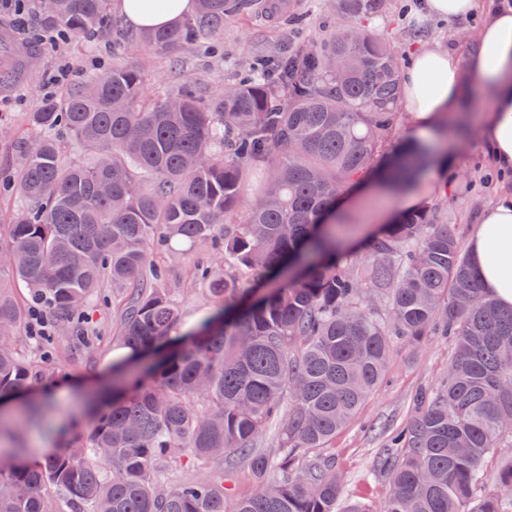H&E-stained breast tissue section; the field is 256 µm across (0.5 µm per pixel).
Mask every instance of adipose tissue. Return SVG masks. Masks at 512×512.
<instances>
[{
	"mask_svg": "<svg viewBox=\"0 0 512 512\" xmlns=\"http://www.w3.org/2000/svg\"><path fill=\"white\" fill-rule=\"evenodd\" d=\"M194 0H152L126 10L135 27H167L188 15ZM483 44L495 50L466 57L437 46L417 51L401 74L403 107L410 116L409 137L425 140L452 112L467 87H490L493 100L483 119L481 139L502 171L512 170V8L490 10L481 32ZM487 291L504 308H512V194L497 197L476 225L469 244Z\"/></svg>",
	"mask_w": 512,
	"mask_h": 512,
	"instance_id": "1",
	"label": "adipose tissue"
}]
</instances>
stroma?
Segmentation results:
<instances>
[{
  "label": "stroma",
  "instance_id": "obj_1",
  "mask_svg": "<svg viewBox=\"0 0 512 512\" xmlns=\"http://www.w3.org/2000/svg\"><path fill=\"white\" fill-rule=\"evenodd\" d=\"M488 0H476L471 14L454 22L422 16L417 0H383L382 8L367 16L369 28L377 34L403 40L414 30L425 33L424 46H449L458 53L469 52L487 19ZM111 26L104 35L60 42L57 46L36 43L37 58L32 67L10 90L0 92V168L8 169L17 147L30 143L33 131L25 114L50 95L47 77L62 62L73 68L72 83L94 73V58L104 62L119 60L143 72L149 94L191 88L201 99L212 91L237 81L252 70L275 62L285 47L324 40L336 26L354 20L345 0H288L287 15L268 19L253 9L225 24L224 32L212 47L197 52L174 49L161 52L145 42L118 52L125 36L133 34L118 7H111ZM492 102L485 88L471 89L462 106L470 114L464 137L455 140L448 171L457 180L447 190L426 182L417 193L420 200L443 198L451 231L461 244H468L472 231L489 207L492 189L512 190V176L498 175L487 147L480 140L481 117ZM348 227L346 239L360 254H367V238L378 227L402 211L399 200H370L367 189L353 190L341 206ZM52 372L31 382L32 395L49 392L53 410L43 426L29 425L10 412L11 430L30 450V461L37 462L47 448H58L67 432H86L92 421V395L112 378V350L96 345L83 347L65 334H57L47 345ZM452 351L449 340L440 336L423 337L413 345L399 339L392 353L381 386L361 406L354 420L337 432L332 454L344 482L347 502L379 504L386 494L384 482L375 476L374 465L389 429L403 426L413 412L414 398L421 390L434 387L448 368Z\"/></svg>",
  "mask_w": 512,
  "mask_h": 512
}]
</instances>
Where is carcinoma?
Returning <instances> with one entry per match:
<instances>
[{
  "label": "carcinoma",
  "instance_id": "carcinoma-1",
  "mask_svg": "<svg viewBox=\"0 0 512 512\" xmlns=\"http://www.w3.org/2000/svg\"><path fill=\"white\" fill-rule=\"evenodd\" d=\"M110 0H56L70 37L103 32ZM196 22L141 39L167 51L212 40L256 0H197ZM406 47L359 22L204 104L149 97L141 71L109 66L27 113L16 209L0 218V399L49 369L14 342L33 307L90 345L84 309L112 289V401L43 463L0 467V512H512V310L487 295L424 205L351 259L326 223L336 199L394 146ZM27 60L11 48L0 86ZM417 158L390 163L405 183ZM245 219L233 221L244 197ZM224 308L182 329L174 265ZM27 296L18 300L12 282ZM440 334L454 353L439 387L378 457L380 509H340L325 455L382 381L393 340ZM278 427L277 447L258 439ZM244 462L255 489L182 466Z\"/></svg>",
  "mask_w": 512,
  "mask_h": 512
}]
</instances>
